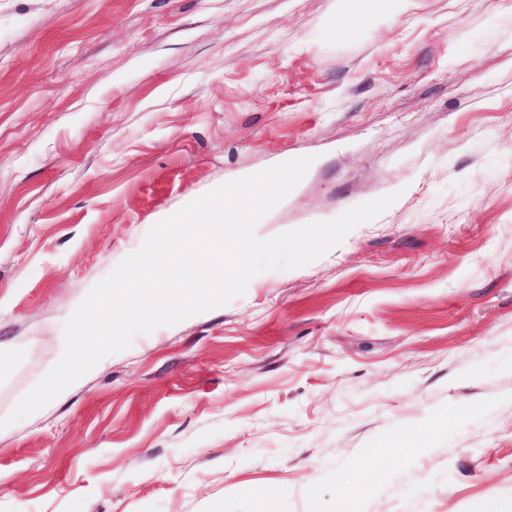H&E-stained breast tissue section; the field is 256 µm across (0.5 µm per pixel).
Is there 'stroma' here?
Returning a JSON list of instances; mask_svg holds the SVG:
<instances>
[{"label": "stroma", "instance_id": "35a3bbf8", "mask_svg": "<svg viewBox=\"0 0 512 512\" xmlns=\"http://www.w3.org/2000/svg\"><path fill=\"white\" fill-rule=\"evenodd\" d=\"M305 156L263 238L399 198L0 429V512H512V0H0V418L157 215Z\"/></svg>", "mask_w": 512, "mask_h": 512}]
</instances>
